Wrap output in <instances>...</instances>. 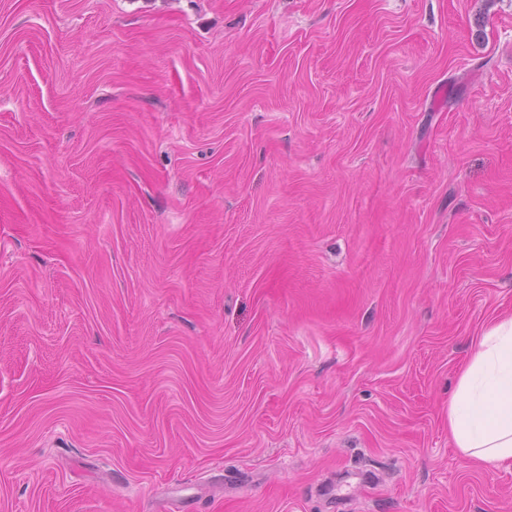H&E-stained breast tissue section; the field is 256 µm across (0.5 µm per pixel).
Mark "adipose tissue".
Wrapping results in <instances>:
<instances>
[{
  "label": "adipose tissue",
  "instance_id": "ef3b65f1",
  "mask_svg": "<svg viewBox=\"0 0 512 512\" xmlns=\"http://www.w3.org/2000/svg\"><path fill=\"white\" fill-rule=\"evenodd\" d=\"M448 435L476 462H512V315L483 327L448 401Z\"/></svg>",
  "mask_w": 512,
  "mask_h": 512
}]
</instances>
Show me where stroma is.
<instances>
[{
  "mask_svg": "<svg viewBox=\"0 0 512 512\" xmlns=\"http://www.w3.org/2000/svg\"><path fill=\"white\" fill-rule=\"evenodd\" d=\"M503 314L512 0H0V512H512ZM448 435L466 458L512 462V315L483 327L448 400Z\"/></svg>",
  "mask_w": 512,
  "mask_h": 512,
  "instance_id": "stroma-1",
  "label": "stroma"
}]
</instances>
